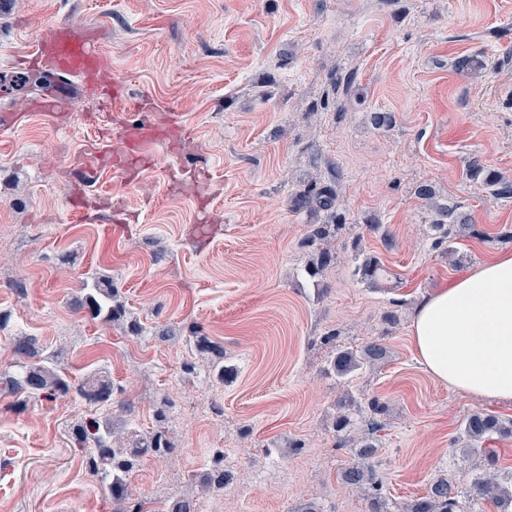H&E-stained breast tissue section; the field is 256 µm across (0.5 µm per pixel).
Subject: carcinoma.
<instances>
[{
	"label": "carcinoma",
	"mask_w": 512,
	"mask_h": 512,
	"mask_svg": "<svg viewBox=\"0 0 512 512\" xmlns=\"http://www.w3.org/2000/svg\"><path fill=\"white\" fill-rule=\"evenodd\" d=\"M470 181L480 184L488 194L502 199L512 198V178L488 167L478 159L470 161L467 170ZM418 196L430 201L434 219L429 228L434 232L435 245L445 246L448 254L456 253L454 241L478 234L470 216L457 204L441 203L436 200L432 186L423 184ZM296 210L323 211L328 220L324 224H311L306 236V246L311 249L312 258L304 268L305 275L319 283L323 272L336 260L332 243L345 228L344 216L338 212L336 178L326 182L312 179L305 188L291 200ZM354 276L370 288H378L386 275L378 257L355 250ZM80 307L87 309L90 316L105 323H112L125 316L123 305L117 300L112 281L96 275L82 282ZM9 349L15 360L16 373L4 375V380L25 404L29 400L47 396L75 394L88 404L103 410V416L82 421L74 428L73 434L80 447L90 449V469L105 484L117 512H139L132 506V492L129 478L136 468L141 454L149 452L159 460H166L172 454L174 443L162 429L141 432L126 423L116 427L112 421V380L94 370L77 380L61 367L60 353L39 346L33 336H15ZM387 355L386 347L377 340H369L358 349H337L330 360L336 376L346 378L366 365L379 363ZM339 412L333 424L337 447L356 448L357 461L343 472V482L353 491L368 496V512H384L382 483L371 464L377 445L374 432L383 428L382 418L387 406L378 399L363 403L350 392H345L338 402ZM364 413L368 417V433L356 434L353 415ZM512 437V419H502L488 412L468 414L462 424L460 441L474 452L488 454L494 461L493 451L478 448V445L493 436ZM494 505L497 512H512V489L499 482L498 472L488 471L474 480L467 499L462 501L453 492L445 478L430 482L426 493L406 504V512H483L482 502Z\"/></svg>",
	"instance_id": "1"
}]
</instances>
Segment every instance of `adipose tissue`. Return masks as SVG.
<instances>
[{
    "mask_svg": "<svg viewBox=\"0 0 512 512\" xmlns=\"http://www.w3.org/2000/svg\"><path fill=\"white\" fill-rule=\"evenodd\" d=\"M410 336L435 380L512 402V251L433 289L414 312Z\"/></svg>",
    "mask_w": 512,
    "mask_h": 512,
    "instance_id": "adipose-tissue-1",
    "label": "adipose tissue"
}]
</instances>
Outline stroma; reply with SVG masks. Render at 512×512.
Returning <instances> with one entry per match:
<instances>
[{
    "instance_id": "obj_1",
    "label": "stroma",
    "mask_w": 512,
    "mask_h": 512,
    "mask_svg": "<svg viewBox=\"0 0 512 512\" xmlns=\"http://www.w3.org/2000/svg\"><path fill=\"white\" fill-rule=\"evenodd\" d=\"M61 22L96 37L115 111L86 97L68 115L35 110L43 71L21 60ZM464 56L487 66L461 76ZM145 111L190 131L192 155L160 148L132 181L71 168L91 140L122 153L116 123ZM377 112L394 114L391 129ZM2 114L15 123L0 128V373L22 333L62 350L71 376L105 371L114 413L140 431L167 405L172 457L142 456L135 493L169 506L194 491L201 512H368L341 479L354 451L335 445L343 386L330 359L375 338L387 357L352 387L389 407L374 466L392 512L435 478L463 495L485 473L460 424L476 411L511 419L512 402L434 380L409 326L431 289L512 250V198L466 176L475 157L512 175V0H0ZM193 177L211 186L206 244L192 234ZM315 177L336 179L346 211L320 288L302 241L326 215L289 206ZM423 182L481 231L455 258L433 244ZM356 243L392 272L387 287L355 280ZM91 273L111 278L142 335L72 307ZM193 331L223 348V372ZM94 413L76 396L22 406L0 390V512H112L68 435ZM218 468L227 485L205 491Z\"/></svg>"
}]
</instances>
